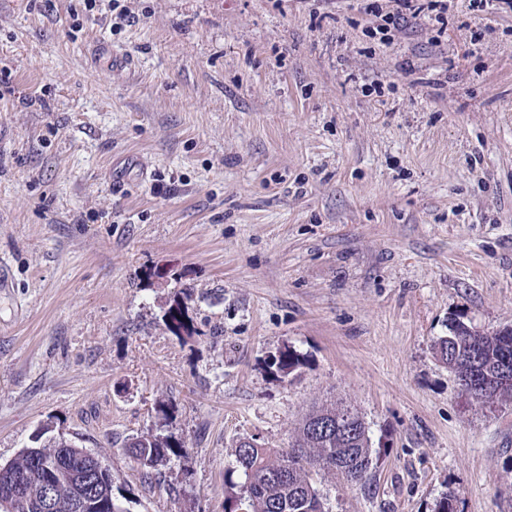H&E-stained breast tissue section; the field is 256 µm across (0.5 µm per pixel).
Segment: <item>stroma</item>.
Listing matches in <instances>:
<instances>
[{"label":"stroma","mask_w":512,"mask_h":512,"mask_svg":"<svg viewBox=\"0 0 512 512\" xmlns=\"http://www.w3.org/2000/svg\"><path fill=\"white\" fill-rule=\"evenodd\" d=\"M121 3L0 0V463L62 436L125 512H225L240 439L336 402L372 469L326 512H512V401L432 351L512 326V7L384 47L361 0ZM127 448L142 466L154 468L167 460L168 451L173 445L167 436L148 433L137 438Z\"/></svg>","instance_id":"1"}]
</instances>
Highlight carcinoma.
<instances>
[{
  "mask_svg": "<svg viewBox=\"0 0 512 512\" xmlns=\"http://www.w3.org/2000/svg\"><path fill=\"white\" fill-rule=\"evenodd\" d=\"M432 351L439 362L467 383L476 374L499 371L506 356L512 367V327L487 334L451 319L448 335L437 338ZM300 364V355L293 350L281 351L270 360V366L284 376ZM471 399L482 406L496 399L512 400V384L494 387ZM128 448L142 466L154 468L167 460L173 445L168 437L149 433ZM235 462L245 483L241 496L232 498L229 512H236L242 505L245 512H326L314 487L313 473H337L351 484L365 480L371 465V440L358 412L349 406L332 405L308 414L289 447L238 445ZM87 466L88 451L69 447L61 439L49 446L25 448L0 465V491L13 489L28 501L29 508L18 512H38L36 501L44 494L54 500L55 512H73L72 503L81 495L89 501L85 512H124L114 503L108 480L88 473L83 487L58 475L60 468L78 475Z\"/></svg>",
  "mask_w": 512,
  "mask_h": 512,
  "instance_id": "obj_1",
  "label": "carcinoma"
}]
</instances>
